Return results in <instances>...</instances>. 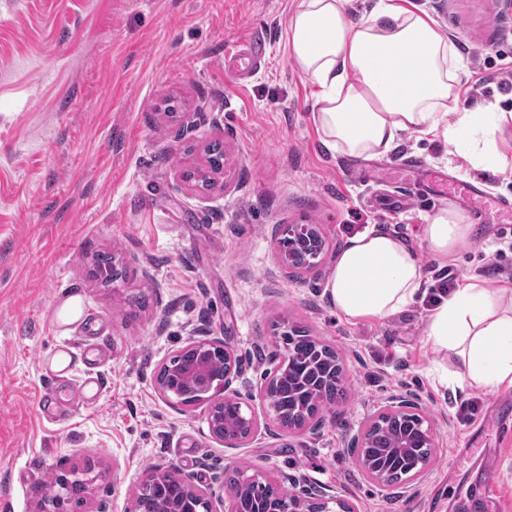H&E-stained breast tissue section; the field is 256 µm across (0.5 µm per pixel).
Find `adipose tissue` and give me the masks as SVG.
I'll return each instance as SVG.
<instances>
[{
	"label": "adipose tissue",
	"mask_w": 512,
	"mask_h": 512,
	"mask_svg": "<svg viewBox=\"0 0 512 512\" xmlns=\"http://www.w3.org/2000/svg\"><path fill=\"white\" fill-rule=\"evenodd\" d=\"M348 0H294L284 53L313 86V120L332 154L376 158L404 132L439 139L475 163L506 167L495 133L512 112L468 109L458 90L462 60L437 23L410 0H375L352 19ZM428 249L448 257L467 249L474 225L440 211L424 230ZM326 294L346 321L378 320L424 301L422 264L400 237L382 229L351 236L330 273ZM426 339L453 352L454 384L512 388V289L468 280L430 309Z\"/></svg>",
	"instance_id": "1"
}]
</instances>
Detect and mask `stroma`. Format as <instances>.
Segmentation results:
<instances>
[{"label":"stroma","instance_id":"stroma-1","mask_svg":"<svg viewBox=\"0 0 512 512\" xmlns=\"http://www.w3.org/2000/svg\"><path fill=\"white\" fill-rule=\"evenodd\" d=\"M463 57L462 106L512 112V11L498 0H411ZM293 0H0V502L39 512L44 484L93 464L79 512H133L142 474L175 466L195 484L240 467L275 482L330 489L355 512H458L465 489L495 484L494 512H512V389L441 385L451 354L427 343V304L382 320L349 323L325 288L349 237L377 227L401 237L425 278H479L512 289V249L486 271L512 222L485 213L470 249L443 260L424 228L441 210L466 205L418 192L414 160L512 201V123L496 134L506 170L406 132L360 179L344 155L325 152L311 87L283 53ZM264 56L244 73L224 67L255 37ZM195 121L197 130L186 128ZM223 168L211 187L209 148ZM282 224L318 225V265L287 268ZM125 275L104 283L98 254ZM93 322L52 325L64 293ZM333 347L346 394L320 413L316 431L289 439L257 401L259 427L240 447L211 434L208 404L161 394L160 368L193 338L235 346V389L256 390L272 369V326L282 319ZM103 360L94 402L60 401L69 417L39 410L38 364L59 344ZM418 395L440 433L430 468L386 487L359 465L350 443L393 394ZM476 402L469 421L457 400ZM494 461L487 470L485 461Z\"/></svg>","mask_w":512,"mask_h":512}]
</instances>
